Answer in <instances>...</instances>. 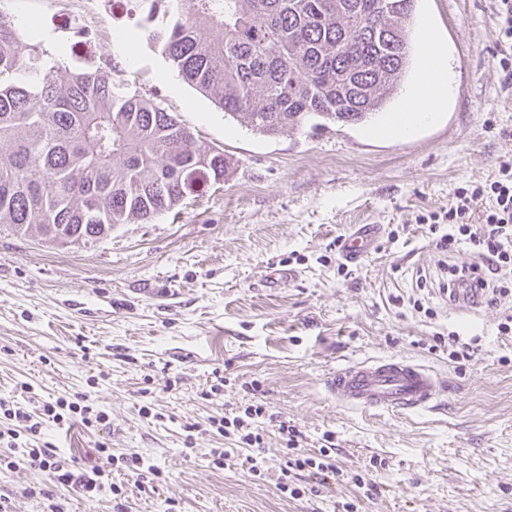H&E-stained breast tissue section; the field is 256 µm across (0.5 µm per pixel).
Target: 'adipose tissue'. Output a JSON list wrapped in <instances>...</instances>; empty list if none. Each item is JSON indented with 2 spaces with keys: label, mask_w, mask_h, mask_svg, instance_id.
Masks as SVG:
<instances>
[{
  "label": "adipose tissue",
  "mask_w": 512,
  "mask_h": 512,
  "mask_svg": "<svg viewBox=\"0 0 512 512\" xmlns=\"http://www.w3.org/2000/svg\"><path fill=\"white\" fill-rule=\"evenodd\" d=\"M426 49L423 56L424 81L396 112L391 123L382 128L385 136L398 137L415 124L430 121L440 112L448 99L445 57L434 33L425 37Z\"/></svg>",
  "instance_id": "obj_1"
}]
</instances>
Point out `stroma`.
Listing matches in <instances>:
<instances>
[{"instance_id":"stroma-1","label":"stroma","mask_w":512,"mask_h":512,"mask_svg":"<svg viewBox=\"0 0 512 512\" xmlns=\"http://www.w3.org/2000/svg\"><path fill=\"white\" fill-rule=\"evenodd\" d=\"M45 67L111 63L114 81L176 115L223 151V181L146 224L59 247L0 227V397L36 409L82 392L105 410L96 431L52 427L47 440L81 465L111 470L136 452L162 471L137 484L116 474L126 512H512V337L504 310L449 303L434 288L449 258L424 219L447 209L466 181L493 180L512 160V82L495 64L494 0H419V30L434 29L448 64V103L402 138L355 126L265 137L225 116L149 46L133 0H0ZM377 224L375 250L343 264L339 240ZM289 278L267 282L270 270ZM477 339L450 361L438 338ZM404 357L448 379L437 407L410 413L336 405L325 374L367 359ZM224 385L209 389L216 376ZM264 404L300 430L306 450L324 435L343 476L320 497L277 488L285 454L263 432L267 470L255 478L214 467L230 447L184 428ZM147 405L151 416L139 408ZM107 443L109 454L98 451ZM373 474L368 498L353 474ZM45 473L0 469L12 512H47L30 488Z\"/></svg>"}]
</instances>
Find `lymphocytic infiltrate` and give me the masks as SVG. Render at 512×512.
<instances>
[{
  "label": "lymphocytic infiltrate",
  "instance_id": "lymphocytic-infiltrate-1",
  "mask_svg": "<svg viewBox=\"0 0 512 512\" xmlns=\"http://www.w3.org/2000/svg\"><path fill=\"white\" fill-rule=\"evenodd\" d=\"M490 198L491 206L483 211L480 220H473L472 209L476 201ZM447 224V233H440V224ZM430 232L439 233L438 246L448 252L469 247L476 260L452 266L449 285L475 278L481 303L497 305L512 297V162L499 166V177L490 183L465 182L458 187L444 214H431ZM264 405L245 408L243 414L233 417H211L210 424L217 432L230 437L233 447L215 448L210 452L211 462L224 467L231 461H239L253 476L264 473L266 461L262 455V435L257 421L264 417ZM107 421L105 411L92 403L86 394L59 397L43 402L38 412L13 401L0 399V467L13 469L23 466L45 472L50 487L39 488V495L47 501L49 512H64V505L54 493L55 487L72 489L86 498L101 492H110L113 498L123 497V484L114 482L111 473L99 468L86 469L78 462L61 456L56 446L44 441L38 448L23 445L24 437H42L51 425L69 422L81 423L87 429H98ZM278 433L284 443L287 460L281 469L278 488L292 498L304 495L320 496L318 487L292 486L291 474L307 472L322 479L339 476L336 466V450L321 446L317 454L308 453L302 446L303 434L287 422H279Z\"/></svg>",
  "mask_w": 512,
  "mask_h": 512
}]
</instances>
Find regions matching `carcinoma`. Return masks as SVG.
Returning <instances> with one entry per match:
<instances>
[{
    "instance_id": "carcinoma-1",
    "label": "carcinoma",
    "mask_w": 512,
    "mask_h": 512,
    "mask_svg": "<svg viewBox=\"0 0 512 512\" xmlns=\"http://www.w3.org/2000/svg\"><path fill=\"white\" fill-rule=\"evenodd\" d=\"M184 81L263 136L356 125L388 111L414 65L418 0H136ZM0 13V226L49 242L170 212L224 153L112 79L44 70Z\"/></svg>"
}]
</instances>
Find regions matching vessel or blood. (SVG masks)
<instances>
[{"mask_svg":"<svg viewBox=\"0 0 512 512\" xmlns=\"http://www.w3.org/2000/svg\"><path fill=\"white\" fill-rule=\"evenodd\" d=\"M379 233L378 225H355L339 243L343 260L351 264L362 261ZM324 388L343 407L403 413L436 407L446 391V382L422 365L387 357L341 365L325 377Z\"/></svg>","mask_w":512,"mask_h":512,"instance_id":"vessel-or-blood-1","label":"vessel or blood"}]
</instances>
